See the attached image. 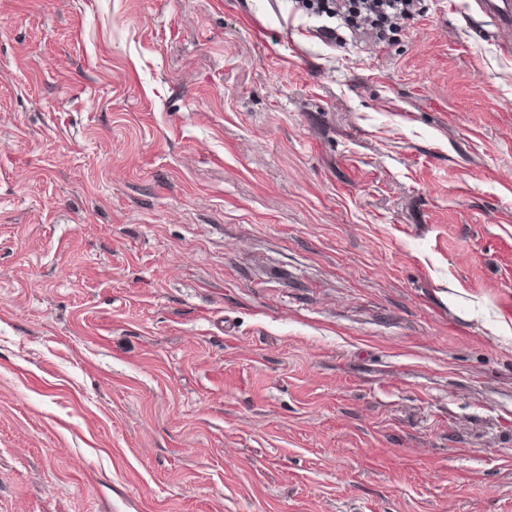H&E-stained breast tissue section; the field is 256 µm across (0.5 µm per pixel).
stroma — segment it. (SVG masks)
<instances>
[{
	"label": "stroma",
	"instance_id": "35a3bbf8",
	"mask_svg": "<svg viewBox=\"0 0 512 512\" xmlns=\"http://www.w3.org/2000/svg\"><path fill=\"white\" fill-rule=\"evenodd\" d=\"M293 0H0V512H512V53Z\"/></svg>",
	"mask_w": 512,
	"mask_h": 512
}]
</instances>
